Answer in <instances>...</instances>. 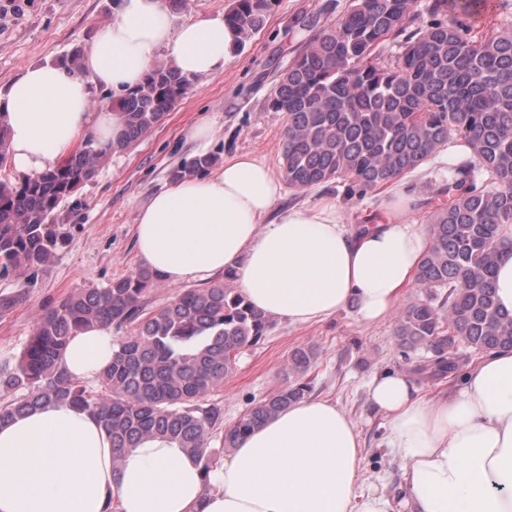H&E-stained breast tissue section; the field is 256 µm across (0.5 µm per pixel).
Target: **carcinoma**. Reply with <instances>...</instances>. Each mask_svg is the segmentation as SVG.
I'll return each instance as SVG.
<instances>
[{
	"mask_svg": "<svg viewBox=\"0 0 512 512\" xmlns=\"http://www.w3.org/2000/svg\"><path fill=\"white\" fill-rule=\"evenodd\" d=\"M276 0H232L224 14L238 42L262 28ZM415 0H351L334 24L310 16L313 38L280 76L267 107L286 115L281 171L296 190L343 180L353 194L391 183L461 140L470 155L440 189L448 204L429 216L432 244L416 274L426 296L397 312L402 352L426 356L411 372L450 378L475 355L512 349V314L498 307L493 280L499 229L512 224V28L473 34L483 0H431L433 22L414 27ZM393 40L397 59L378 61ZM188 80L156 65L137 89L109 107L125 131L106 149L90 139L53 170L12 182L0 121V273L24 274L53 261L64 245L59 211L106 156L126 150L158 125L185 95ZM216 164L199 156L170 172L194 177ZM177 292L149 310L156 276L147 269L105 288L77 291L42 313L13 363L0 362V424L43 404L65 402L95 413L112 438L113 463L128 448L162 438L216 466L210 439L221 408L207 403L238 355L272 327L231 282ZM130 325L97 386L69 376L62 357L70 339L99 324ZM317 352L299 348L288 362L293 381L224 429L234 448L250 431L310 392L303 381Z\"/></svg>",
	"mask_w": 512,
	"mask_h": 512,
	"instance_id": "obj_1",
	"label": "carcinoma"
}]
</instances>
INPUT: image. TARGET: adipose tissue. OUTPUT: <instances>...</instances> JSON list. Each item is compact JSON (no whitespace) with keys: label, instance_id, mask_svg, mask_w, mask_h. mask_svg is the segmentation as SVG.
Returning a JSON list of instances; mask_svg holds the SVG:
<instances>
[{"label":"adipose tissue","instance_id":"1","mask_svg":"<svg viewBox=\"0 0 512 512\" xmlns=\"http://www.w3.org/2000/svg\"><path fill=\"white\" fill-rule=\"evenodd\" d=\"M235 32L223 16L175 24L167 0H121L86 46L81 68L25 67L0 93L11 165L23 177L54 168L80 137L105 147L120 113L92 110L96 88H137L166 54L188 80L223 70ZM284 183L238 154L203 177L169 184L139 210V262L171 284L227 269L258 309L291 325L328 319L357 301L364 321L386 319L430 247L426 226L394 188V220L350 228L334 201L277 210ZM112 328L81 331L63 367L93 380L112 362ZM368 398L387 419L385 446L401 463L411 512H512V350L483 355L450 394L418 396L384 372ZM364 448L336 404L303 399L266 421L204 471L193 453L146 439L112 462V439L89 411L54 403L0 425V512H394L364 486Z\"/></svg>","mask_w":512,"mask_h":512}]
</instances>
